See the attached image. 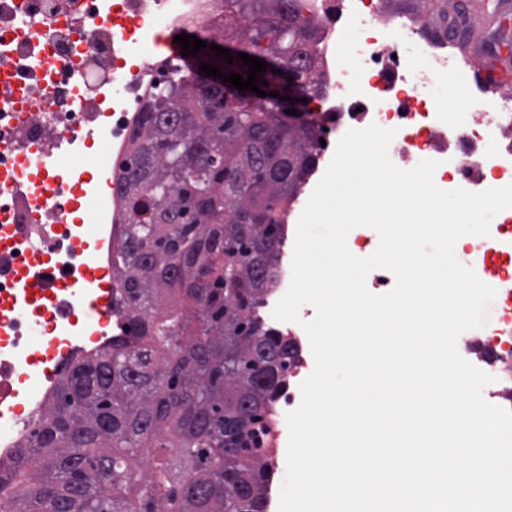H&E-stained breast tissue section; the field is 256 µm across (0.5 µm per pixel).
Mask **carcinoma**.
Instances as JSON below:
<instances>
[{
	"mask_svg": "<svg viewBox=\"0 0 512 512\" xmlns=\"http://www.w3.org/2000/svg\"><path fill=\"white\" fill-rule=\"evenodd\" d=\"M313 36L293 0H224V39L299 99L316 84ZM321 149L275 100L244 109L171 70L141 106L119 185L113 292L135 341L60 372L32 444L0 466L3 512H267L261 460L297 349L260 307Z\"/></svg>",
	"mask_w": 512,
	"mask_h": 512,
	"instance_id": "carcinoma-1",
	"label": "carcinoma"
}]
</instances>
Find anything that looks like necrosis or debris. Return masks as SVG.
<instances>
[{
	"mask_svg": "<svg viewBox=\"0 0 512 512\" xmlns=\"http://www.w3.org/2000/svg\"><path fill=\"white\" fill-rule=\"evenodd\" d=\"M314 24L319 66L317 107L307 121L322 129L323 162L352 128L395 130L392 162L410 169L440 166L436 184L474 191L512 184V96L499 98L456 130L446 104L422 86L455 82L461 94H487L458 40L423 35L413 10L390 11L385 0H301ZM363 32L351 55L347 26ZM189 29L224 37L223 0H0V463L31 437L62 369L123 335V321L84 314L88 296H111L104 279L126 213L118 189L143 101L174 65L161 34ZM422 62L414 69L402 45ZM454 149H447V142ZM58 146L67 165L53 183L62 201L47 203L41 150ZM457 259L494 287L485 325L457 343L460 354L494 376L484 390L512 410V209L493 217L490 233L455 246ZM60 286L41 296L31 284L43 267Z\"/></svg>",
	"mask_w": 512,
	"mask_h": 512,
	"instance_id": "4bbe7bcc",
	"label": "necrosis or debris"
}]
</instances>
